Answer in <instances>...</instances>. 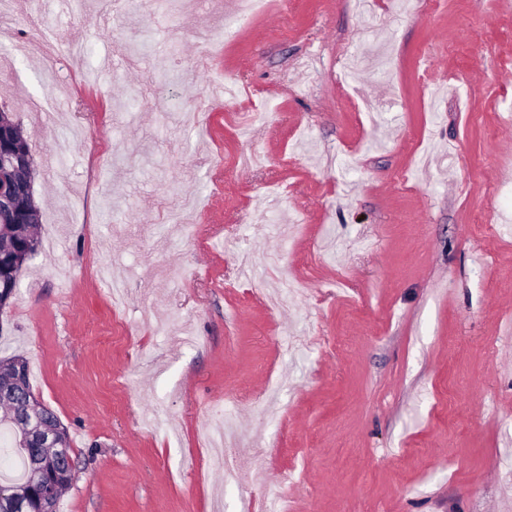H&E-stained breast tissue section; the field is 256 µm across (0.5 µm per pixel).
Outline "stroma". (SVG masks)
Instances as JSON below:
<instances>
[{
  "mask_svg": "<svg viewBox=\"0 0 512 512\" xmlns=\"http://www.w3.org/2000/svg\"><path fill=\"white\" fill-rule=\"evenodd\" d=\"M14 2L0 108L40 244L0 354L68 428L57 512H512V0H69L83 54L42 114L38 41L9 53L42 14ZM220 416L256 484L210 465Z\"/></svg>",
  "mask_w": 512,
  "mask_h": 512,
  "instance_id": "1",
  "label": "stroma"
}]
</instances>
